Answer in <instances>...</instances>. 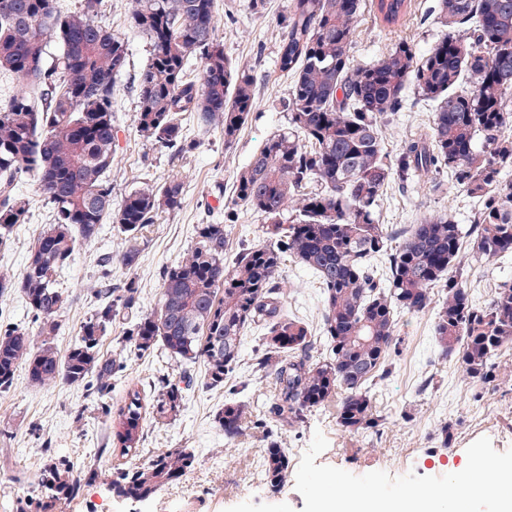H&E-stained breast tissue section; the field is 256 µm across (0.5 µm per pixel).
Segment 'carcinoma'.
I'll return each mask as SVG.
<instances>
[{"label": "carcinoma", "mask_w": 512, "mask_h": 512, "mask_svg": "<svg viewBox=\"0 0 512 512\" xmlns=\"http://www.w3.org/2000/svg\"><path fill=\"white\" fill-rule=\"evenodd\" d=\"M133 2L131 25L152 42L138 80L136 131L174 148L193 118L233 144L255 107L256 79L224 53L216 0ZM100 3L82 0L80 9L64 12L58 0H0V74L26 83L24 93L0 100V245L29 220L21 176L36 177L53 207V223L32 245L21 275L0 272V296L20 294L36 324L0 331V392L23 366L34 385L60 382L96 393L111 419L112 456L123 459L108 475L112 493L147 501L191 474L198 458L191 448H166L145 465L126 463L142 445L146 407L136 384L123 404L108 401L112 379L127 368V357L101 351L118 320L132 321L126 342L136 354L161 350L175 363H202L200 384L208 390L224 388L247 330L264 329L256 365L271 379L272 399L256 421L242 402L224 401L214 423L228 445L267 420L293 427L335 400L346 430L383 425L387 417L376 411L371 386L395 344V314L427 309L436 288L444 293L433 326L440 353L459 357L473 388L494 381L501 350L512 346V283L476 306L467 282L472 262L512 253V180L505 178L512 169V0H436L432 14L446 33L425 57L402 39L367 64L352 55L364 0H290L277 54L279 70L292 77L281 103L287 128L264 141L233 184L235 202L262 218L269 244L243 250L227 269V225H197L194 248L166 268L160 307L149 315L136 313L137 289L118 295L103 274L88 289L99 307L62 356L55 338L69 294L61 278L77 240L95 239L107 221L118 225L126 244L120 261L131 268L155 218L184 200L183 182L172 178L136 189L112 208V94L128 47L95 20ZM371 5L378 26L391 32L411 15L412 0ZM54 41L62 49L52 58ZM194 57L201 61L197 82L186 78ZM412 97L434 104L430 130L390 150L382 126ZM445 167L477 205L472 224L445 214L400 228L380 223L390 184L405 189L421 181L436 193ZM288 258L321 284L318 335L284 309ZM319 344L329 355L315 361ZM188 386L182 376L159 380L155 423L176 419ZM266 439L264 477L276 492L291 461L273 431ZM101 476L80 473L48 449L40 495L20 512H57Z\"/></svg>", "instance_id": "1"}]
</instances>
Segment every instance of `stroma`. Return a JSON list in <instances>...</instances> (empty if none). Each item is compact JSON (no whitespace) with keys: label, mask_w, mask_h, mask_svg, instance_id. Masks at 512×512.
Returning <instances> with one entry per match:
<instances>
[{"label":"stroma","mask_w":512,"mask_h":512,"mask_svg":"<svg viewBox=\"0 0 512 512\" xmlns=\"http://www.w3.org/2000/svg\"><path fill=\"white\" fill-rule=\"evenodd\" d=\"M289 0H217L216 25L224 52L250 67L257 79V103L236 141L225 145L220 130L193 124L181 152L163 148L137 133L135 115L140 110L137 79L149 62V40L129 22L131 0H102L96 16L99 24L128 43V62L118 78L112 98L114 150L118 165L112 174V202L120 204L133 190L159 186L177 177L185 184L179 210L159 214L144 242L137 263L125 267L119 261L124 237L117 225L105 223L95 240L79 243L75 259L62 282L71 301L60 316L61 331L55 339L59 352H67L80 323L97 307L87 289L101 275L102 260L112 257V285H134L137 312L146 315L158 308L162 275L180 261L195 242L200 224H220L225 211H233L224 251L225 266H232L243 249L266 244L263 222L246 207L235 204L232 186L237 172L286 120L280 102L291 79L275 61L279 35L288 18ZM435 0H414L416 20L399 32L379 28L371 16H363L352 55L369 63L389 50L398 37L410 38L418 55H426L439 41L443 29L428 13ZM432 122V108L419 104L383 126L387 146H396L410 135L425 134ZM20 189L32 201L28 223L20 225L10 243L0 248V272L19 275L29 250L43 228L52 221V208L44 200L34 177L21 178ZM474 203L456 184L445 181L440 193L429 195L411 189L388 188L380 202L384 224H416L424 217L447 213L460 224L469 223ZM283 277L289 292L286 308L311 326L321 321V285L316 275L293 261H286ZM512 282V254L491 263H475L468 288L476 301L488 303L503 282ZM434 310L396 315V350L387 362L388 376L376 380L373 401L386 417L379 429L350 432L338 422V409L315 408L295 427L278 428L274 437L299 465L315 432H322L327 448L316 462L355 475L382 470L394 477L408 473L442 476L463 467L468 446L489 438L496 451L512 449V346L504 348L497 380L474 393L462 376L457 357L440 355L433 336ZM260 329L247 332L243 357L223 389L193 386L180 415L172 422L144 427V441L136 464H146L163 448H191L198 456L196 470L180 483L163 488L154 498L137 502L113 496L104 480L86 483L80 496L67 502L62 512H302L304 499L296 489L295 475L283 488L271 493L264 481L261 432L247 431L235 446H226L214 423L215 412L225 398L245 403L252 414L269 404L272 389L254 368V351ZM201 365L183 366L161 352L129 354L127 369L113 385L120 396L130 384L153 392L159 377L190 374L200 377ZM451 425L453 440L442 445V425ZM109 421L102 415L97 396L84 388L56 384L31 387L26 369H18L12 388L0 392V512H16L20 502L38 496V475L45 450L66 456L78 467L107 470L112 457Z\"/></svg>","instance_id":"obj_1"}]
</instances>
